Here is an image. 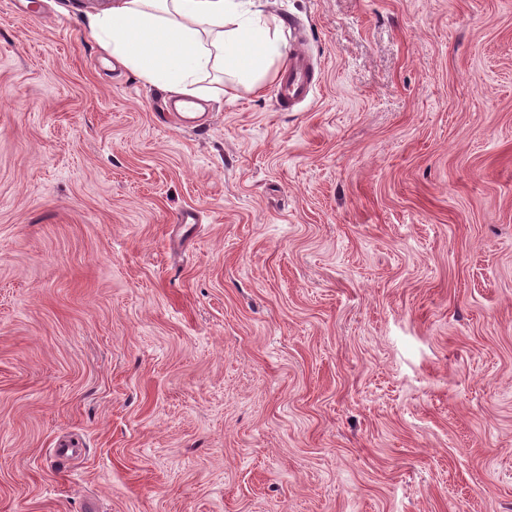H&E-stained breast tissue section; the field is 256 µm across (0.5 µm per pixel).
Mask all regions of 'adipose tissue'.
<instances>
[{
	"instance_id": "ef3b65f1",
	"label": "adipose tissue",
	"mask_w": 512,
	"mask_h": 512,
	"mask_svg": "<svg viewBox=\"0 0 512 512\" xmlns=\"http://www.w3.org/2000/svg\"><path fill=\"white\" fill-rule=\"evenodd\" d=\"M81 28L145 83L184 99L200 96L214 70L260 89L276 79L287 50L261 0H113Z\"/></svg>"
}]
</instances>
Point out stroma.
<instances>
[{
	"label": "stroma",
	"instance_id": "1",
	"mask_svg": "<svg viewBox=\"0 0 512 512\" xmlns=\"http://www.w3.org/2000/svg\"><path fill=\"white\" fill-rule=\"evenodd\" d=\"M103 7L0 0V512H512V0H263L200 133ZM318 79L310 58L303 50L297 49L274 88L278 110L288 112L303 102L313 91Z\"/></svg>",
	"mask_w": 512,
	"mask_h": 512
}]
</instances>
